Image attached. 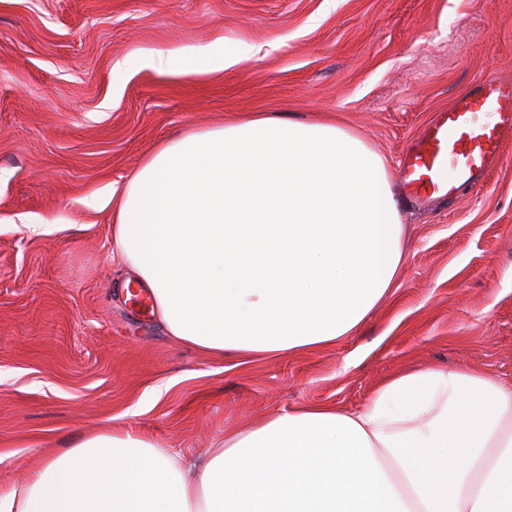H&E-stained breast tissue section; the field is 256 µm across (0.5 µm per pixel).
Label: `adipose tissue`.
I'll use <instances>...</instances> for the list:
<instances>
[{
    "mask_svg": "<svg viewBox=\"0 0 512 512\" xmlns=\"http://www.w3.org/2000/svg\"><path fill=\"white\" fill-rule=\"evenodd\" d=\"M111 259L173 342L275 358L360 328L403 223L361 137L258 113L162 145L112 205ZM0 512H512V387L410 370L361 410L299 407L190 457L87 434L0 488Z\"/></svg>",
    "mask_w": 512,
    "mask_h": 512,
    "instance_id": "adipose-tissue-1",
    "label": "adipose tissue"
}]
</instances>
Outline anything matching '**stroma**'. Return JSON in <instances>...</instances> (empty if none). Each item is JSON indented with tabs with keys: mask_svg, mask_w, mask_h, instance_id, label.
<instances>
[{
	"mask_svg": "<svg viewBox=\"0 0 512 512\" xmlns=\"http://www.w3.org/2000/svg\"><path fill=\"white\" fill-rule=\"evenodd\" d=\"M185 48L256 54L141 63ZM488 76L512 80V0H0V487L85 434L196 455L298 406L361 409L406 368L512 386V142L450 200H415L399 176L435 113ZM258 112L336 123L386 158L405 260L335 345L219 358L128 298L100 202L162 143ZM143 65L147 67H158L160 70L169 73H180L189 68L203 66V61L194 50H187L179 55H174L166 60L161 55L150 54L143 59Z\"/></svg>",
	"mask_w": 512,
	"mask_h": 512,
	"instance_id": "35a3bbf8",
	"label": "stroma"
}]
</instances>
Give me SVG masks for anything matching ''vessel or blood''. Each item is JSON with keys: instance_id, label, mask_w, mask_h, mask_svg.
<instances>
[{"instance_id": "obj_1", "label": "vessel or blood", "mask_w": 512, "mask_h": 512, "mask_svg": "<svg viewBox=\"0 0 512 512\" xmlns=\"http://www.w3.org/2000/svg\"><path fill=\"white\" fill-rule=\"evenodd\" d=\"M512 140V82L487 78L438 111L406 153L401 177L420 198H452L482 181Z\"/></svg>"}]
</instances>
